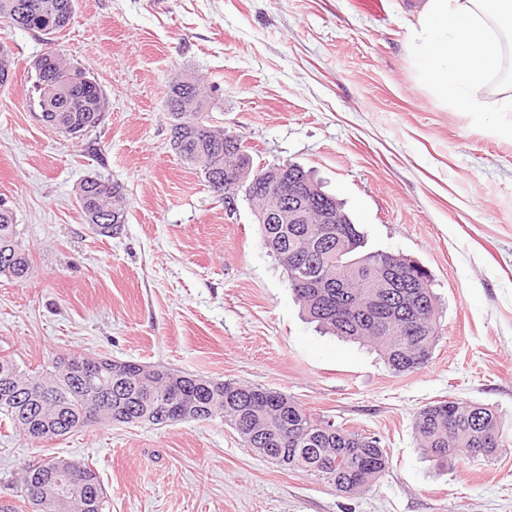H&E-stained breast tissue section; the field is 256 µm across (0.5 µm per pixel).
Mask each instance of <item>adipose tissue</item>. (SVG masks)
Instances as JSON below:
<instances>
[{
	"label": "adipose tissue",
	"instance_id": "ef3b65f1",
	"mask_svg": "<svg viewBox=\"0 0 512 512\" xmlns=\"http://www.w3.org/2000/svg\"><path fill=\"white\" fill-rule=\"evenodd\" d=\"M411 27L410 56L430 90L462 112L497 108L512 112V0H420ZM506 87L496 103L486 93L492 83Z\"/></svg>",
	"mask_w": 512,
	"mask_h": 512
}]
</instances>
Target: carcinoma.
<instances>
[{
  "mask_svg": "<svg viewBox=\"0 0 512 512\" xmlns=\"http://www.w3.org/2000/svg\"><path fill=\"white\" fill-rule=\"evenodd\" d=\"M76 0H0V18L12 25L45 36L50 48L34 65L39 94L50 80L79 77L69 107L64 112H48L43 122L58 132L79 138L97 127L107 109L106 96L79 66L51 48L56 34L69 26L75 16ZM13 60L8 46L0 41V87L10 84ZM168 108L181 132L170 141L172 149L194 166L207 186L224 182L236 153L224 150L231 139L214 123L211 96L201 101L199 94L179 83L170 86ZM76 199L84 217L97 216L95 231L102 236L117 234L126 223L128 203L120 186L105 189L81 181ZM325 201L342 215L340 224H262V240L286 271L296 300L310 320L328 333L375 348L396 374L411 373L426 366L439 340L442 310L432 290L431 274L413 260L382 251L364 250V235L357 229L343 203L317 187L313 204ZM14 212L0 204V276L22 282L30 268V257L19 240ZM391 271L379 301L374 289L360 271L382 259ZM423 303L416 319L415 333L406 325L413 316L405 314L407 294ZM140 363L125 365L123 384H114L112 374L100 381L103 398L112 403L102 419L113 422V415L125 423L138 420L136 411L148 405L159 409L173 388L186 390L194 403L190 421L219 418L232 427L248 448H279L282 456L272 461L284 470L317 476L332 484L340 494L372 489L386 474L390 459L374 436L340 429L320 418L283 393L276 402L266 401L262 389L234 380L224 381L222 394H211L203 386L207 378L178 374L164 367L154 368L152 379L138 376ZM10 386V396H0V414L31 436L28 414L29 389L38 385L49 399L39 407L44 440L86 429L88 411L85 387L69 377L65 361L55 360L51 368L24 371L8 355H0V386ZM414 433L418 448L426 458L448 460L471 451L475 457H488L505 447L508 432L498 413L484 405L457 399L435 401L415 415ZM62 459L49 457L28 465L22 473L20 493L29 500L36 482L48 477Z\"/></svg>",
  "mask_w": 512,
  "mask_h": 512,
  "instance_id": "1",
  "label": "carcinoma"
}]
</instances>
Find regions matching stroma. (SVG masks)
<instances>
[{
  "instance_id": "obj_1",
  "label": "stroma",
  "mask_w": 512,
  "mask_h": 512,
  "mask_svg": "<svg viewBox=\"0 0 512 512\" xmlns=\"http://www.w3.org/2000/svg\"><path fill=\"white\" fill-rule=\"evenodd\" d=\"M415 0H77L57 48L100 85L101 124L70 139L40 118L41 34L0 20L15 76L0 88V204L31 257L0 276V353L24 368L80 352L287 394L380 439L391 465L347 497L253 454L218 419L101 423L34 441L0 421V502L51 456L89 463L106 512H512V446L489 460L424 459L415 413L448 397L512 429V112H459L408 53ZM257 166L297 163L345 204L368 250L431 273L443 307L430 363L397 374L373 348L319 332L265 247L170 146L167 97L184 73ZM118 184L127 221L87 224L75 189Z\"/></svg>"
}]
</instances>
